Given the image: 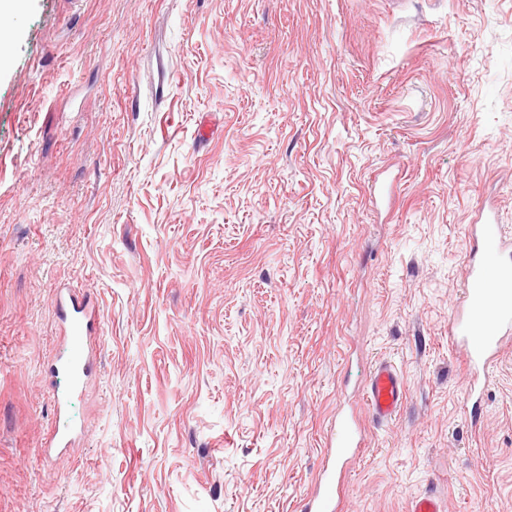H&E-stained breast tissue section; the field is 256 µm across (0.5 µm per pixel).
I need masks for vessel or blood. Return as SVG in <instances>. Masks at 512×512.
Returning a JSON list of instances; mask_svg holds the SVG:
<instances>
[{"instance_id":"1","label":"vessel or blood","mask_w":512,"mask_h":512,"mask_svg":"<svg viewBox=\"0 0 512 512\" xmlns=\"http://www.w3.org/2000/svg\"><path fill=\"white\" fill-rule=\"evenodd\" d=\"M464 254V288L448 316V339L465 354L470 416L476 419L483 412L491 373L504 347L512 344V237L503 234L489 210L478 209L469 226ZM53 307L66 354L44 366V378L51 384L65 374L73 390H83L98 375L101 329L97 309L85 289L69 287L55 289ZM361 404L362 415L337 419L303 512H344L340 497L344 468L365 445V424L391 422L408 404L406 385L395 364L374 362Z\"/></svg>"}]
</instances>
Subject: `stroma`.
Returning a JSON list of instances; mask_svg holds the SVG:
<instances>
[{"instance_id": "stroma-1", "label": "stroma", "mask_w": 512, "mask_h": 512, "mask_svg": "<svg viewBox=\"0 0 512 512\" xmlns=\"http://www.w3.org/2000/svg\"><path fill=\"white\" fill-rule=\"evenodd\" d=\"M9 28L0 512H301L380 359L409 402L347 512H512V348L476 425L448 342L485 194L512 234V0H25ZM68 282L104 342L59 461Z\"/></svg>"}]
</instances>
